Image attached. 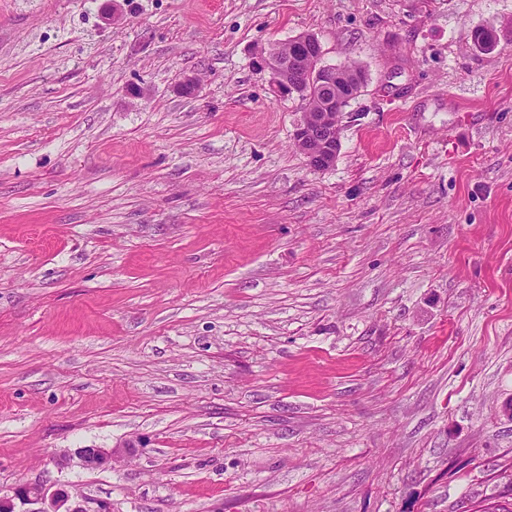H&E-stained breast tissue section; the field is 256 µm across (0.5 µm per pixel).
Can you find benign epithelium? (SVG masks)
Instances as JSON below:
<instances>
[{
	"mask_svg": "<svg viewBox=\"0 0 512 512\" xmlns=\"http://www.w3.org/2000/svg\"><path fill=\"white\" fill-rule=\"evenodd\" d=\"M321 59L320 43L297 39L287 56L270 51L259 54L256 60L257 65L269 73L275 91L282 96L297 92L304 78L326 88L336 87V98L319 111L303 113L294 132L296 145L315 169H326L336 161L339 141L336 139V125L332 123L336 116L333 105L337 103L339 109H344L351 97L343 96V92H355L354 87L341 85L342 66L323 65ZM74 458L84 468H104L111 465L114 452L107 448H78L61 458L59 465L67 466ZM0 512H112V508L102 504L91 511L74 500L64 488L20 483L8 492L0 493Z\"/></svg>",
	"mask_w": 512,
	"mask_h": 512,
	"instance_id": "benign-epithelium-1",
	"label": "benign epithelium"
}]
</instances>
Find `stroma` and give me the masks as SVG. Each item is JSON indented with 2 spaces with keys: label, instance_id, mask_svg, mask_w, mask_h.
I'll return each mask as SVG.
<instances>
[{
  "label": "stroma",
  "instance_id": "1",
  "mask_svg": "<svg viewBox=\"0 0 512 512\" xmlns=\"http://www.w3.org/2000/svg\"><path fill=\"white\" fill-rule=\"evenodd\" d=\"M108 6L0 10V491L112 512L487 494L512 452V0ZM302 34L365 74L325 170L293 144L304 101L254 64ZM78 448L115 460L56 466Z\"/></svg>",
  "mask_w": 512,
  "mask_h": 512
}]
</instances>
